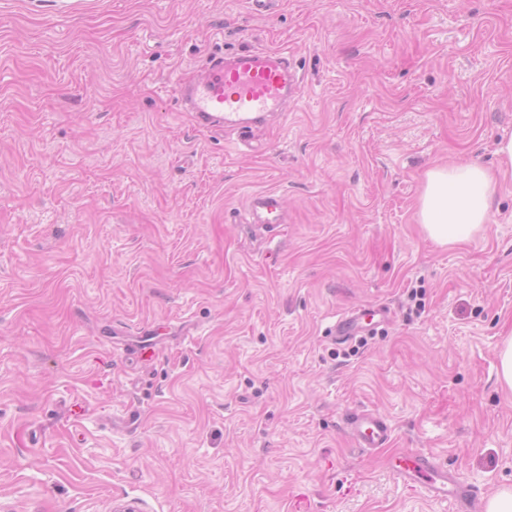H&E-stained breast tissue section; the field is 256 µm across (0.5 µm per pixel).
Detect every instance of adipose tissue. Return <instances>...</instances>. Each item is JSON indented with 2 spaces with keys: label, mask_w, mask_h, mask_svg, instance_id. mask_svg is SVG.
Segmentation results:
<instances>
[{
  "label": "adipose tissue",
  "mask_w": 512,
  "mask_h": 512,
  "mask_svg": "<svg viewBox=\"0 0 512 512\" xmlns=\"http://www.w3.org/2000/svg\"><path fill=\"white\" fill-rule=\"evenodd\" d=\"M498 171L458 162L429 170L418 206V222L432 240L465 244L489 223L498 189V173L512 171V133L497 142Z\"/></svg>",
  "instance_id": "1"
}]
</instances>
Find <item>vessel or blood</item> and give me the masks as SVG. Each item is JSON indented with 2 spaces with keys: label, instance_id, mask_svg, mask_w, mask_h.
Listing matches in <instances>:
<instances>
[{
  "label": "vessel or blood",
  "instance_id": "b4317fda",
  "mask_svg": "<svg viewBox=\"0 0 512 512\" xmlns=\"http://www.w3.org/2000/svg\"><path fill=\"white\" fill-rule=\"evenodd\" d=\"M300 82L284 50L255 52L241 50L231 56H212L191 80H177L172 92L200 125L251 131L267 113L287 111ZM248 213L256 224H284L288 221L286 201L275 191L254 194ZM387 312L376 308L353 311L335 325L338 337L364 332L377 322H385ZM348 431L356 446L365 450L387 447L392 438L389 422L367 411L352 413ZM391 472L397 480L416 485L433 499H468V486L454 473L440 467L431 456L408 453L395 456Z\"/></svg>",
  "mask_w": 512,
  "mask_h": 512
}]
</instances>
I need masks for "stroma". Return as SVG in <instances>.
Listing matches in <instances>:
<instances>
[{"label":"stroma","mask_w":512,"mask_h":512,"mask_svg":"<svg viewBox=\"0 0 512 512\" xmlns=\"http://www.w3.org/2000/svg\"><path fill=\"white\" fill-rule=\"evenodd\" d=\"M243 49L302 78L244 141L172 94ZM506 131L512 0H0V512H476L400 452L512 488V175L468 244L416 217ZM370 306L377 335L332 333ZM248 213L253 224H285L288 221L285 198L275 191L252 195L248 201ZM348 431L356 446L364 450L386 448L392 438L389 422L368 411L352 413L348 419ZM391 472L406 485H419L435 500H445L448 497L467 500L470 496V489L456 474L440 467L431 456L425 454L408 453L395 456Z\"/></svg>","instance_id":"1"}]
</instances>
